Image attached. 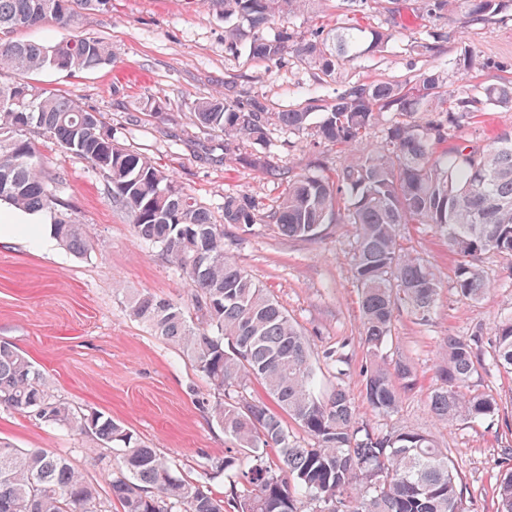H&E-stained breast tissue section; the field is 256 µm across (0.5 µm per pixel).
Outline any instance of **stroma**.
<instances>
[{"instance_id":"stroma-1","label":"stroma","mask_w":512,"mask_h":512,"mask_svg":"<svg viewBox=\"0 0 512 512\" xmlns=\"http://www.w3.org/2000/svg\"><path fill=\"white\" fill-rule=\"evenodd\" d=\"M238 24L217 0H112L108 10L83 14L76 27L46 24L14 36L43 44L75 36L107 41L112 60L102 68L43 71L31 76V83L101 112L115 140L151 157L216 216L226 195L245 194L268 209L286 172L320 167L330 173L348 158L344 149L281 130L274 131L268 149L241 141L225 147L223 136L200 131L190 120L194 104L223 92L225 83H232L240 98L258 97L279 112L332 100L356 82H404L425 71L447 73L449 94L476 98L484 87L512 79V0H504L488 24L465 28L450 16L421 9L417 0H394L389 10L379 0H361L356 8L314 0L265 29L269 39L307 38L351 25L392 31L381 51L347 62L330 77L291 54L260 60L242 48L226 50L224 31ZM430 35L440 38L437 52L416 51L415 42ZM467 53L479 66L459 71L457 62ZM154 104L160 113L151 112ZM510 129L511 108L486 106L462 121L459 133L482 146ZM35 142L46 175L62 179L59 195L85 230L88 250L76 256L57 241L28 233L0 241V341L27 354L54 395L123 422L176 463L184 478L206 480L213 494L223 495L224 476L203 477L205 460L223 457L229 446L203 407L214 396L212 388L188 358L133 321L125 307L126 293L143 291L190 305L184 275L135 235L130 214L113 201L107 182L90 164L43 136ZM356 234L355 225L339 220L324 225L313 240L283 236L269 224L248 229L228 224L224 252L268 289L310 339L313 353L345 346L349 362L343 375L325 374L322 390L343 386L361 419L383 429L425 432L453 449L466 512H496L499 476L512 467V456L504 454L512 447V379L494 371L473 375V389L499 405L494 421L481 425L438 422L429 397L440 384L444 339L478 334L490 340L494 326L512 314V274L501 258L484 256L490 292L476 303L459 300L453 288L456 260L444 240L430 225L403 226L404 247L432 267L441 288L427 321L407 311L396 320L387 351L411 359L417 385L397 413L382 417L363 398L360 370L367 352L359 339L353 275ZM0 441L68 458L97 484L99 512H122L108 490L110 449H93L90 438L6 407H0Z\"/></svg>"}]
</instances>
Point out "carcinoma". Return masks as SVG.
<instances>
[{
	"mask_svg": "<svg viewBox=\"0 0 512 512\" xmlns=\"http://www.w3.org/2000/svg\"><path fill=\"white\" fill-rule=\"evenodd\" d=\"M312 0H220L224 15L245 21L249 53L272 59L291 53L331 76L343 64L389 41L379 29L338 27L313 39L269 40L263 31L277 17L295 14ZM502 0H421L466 27L486 21ZM112 0H0V33L53 24L71 28L85 11H104ZM112 61L108 43L74 37L53 44L0 39V203L47 212L54 236L70 251L86 253V234L58 195L60 179L43 175L33 132L86 160L110 186L112 198L131 215L136 236L162 252L187 279L193 310L150 293H133L127 312L180 350L217 397L205 404L231 447L206 470L229 475L224 498L177 474L169 460L123 424L90 409L78 412L53 395L29 357L0 343V406L91 435L116 451L108 482L123 512H465L449 448L426 433L378 430L360 421L349 392H319L321 367L313 362L302 330L265 288L224 255V225L272 224L284 236L316 237L337 219L358 226L354 277L360 288V340L368 360L362 370L365 399L379 416L398 411L416 386L409 358H389L397 315L407 310L425 320L440 282L430 268L405 252L400 227L429 224L458 258L454 289L470 302L489 286L478 261L495 254L512 270V131L485 147L456 137L462 119L482 101L448 96V76L424 72L404 83L351 86L323 105L319 121L303 108L271 112L257 98L211 95L190 113L200 129L236 141L271 146V127L308 134L318 144L345 148L348 159L329 175L288 176L278 204L268 210L245 195L224 196V223L186 194L146 155L114 141L101 113L74 99L43 92L24 76L46 69L94 70ZM488 104L512 106V83L484 91ZM381 141L369 142L376 128ZM512 374V316L494 328L490 362L477 340L450 336L443 347L441 384L430 409L445 424L488 420L496 400L470 388L478 368ZM257 382L277 410L249 401ZM293 420L307 436L290 433ZM275 452L281 466L268 461ZM98 488L63 456L41 448L22 451L0 441V512H96ZM498 512H512V468L501 474Z\"/></svg>",
	"mask_w": 512,
	"mask_h": 512,
	"instance_id": "cac0c4a2",
	"label": "carcinoma"
}]
</instances>
